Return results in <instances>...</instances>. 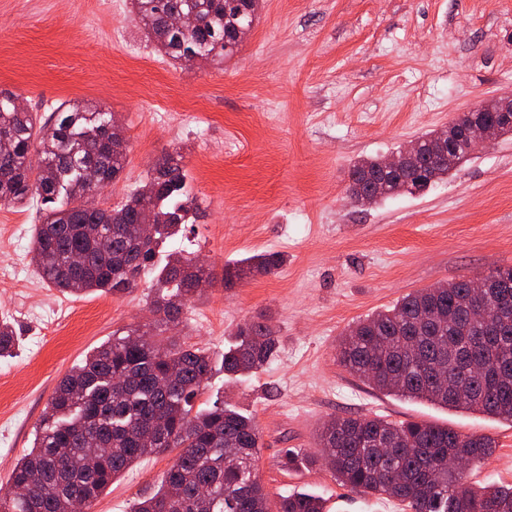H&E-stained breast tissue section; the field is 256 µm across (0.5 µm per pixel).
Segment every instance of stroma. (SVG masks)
<instances>
[{
  "instance_id": "obj_1",
  "label": "stroma",
  "mask_w": 512,
  "mask_h": 512,
  "mask_svg": "<svg viewBox=\"0 0 512 512\" xmlns=\"http://www.w3.org/2000/svg\"><path fill=\"white\" fill-rule=\"evenodd\" d=\"M49 115L75 101L112 112L129 144L115 206L179 147L206 211L172 241L213 281L183 341L221 356L237 326L265 315L279 354L233 379L214 369L204 398L253 416L257 469L271 500L323 497L326 512H404L395 499L340 485L316 464L334 416L445 424L496 447L473 485L512 484V423L381 392L336 359L345 330L406 294L512 266V138L495 141L429 191L362 207L353 163L387 155L458 114L512 94V0H263L253 29L215 64H175L148 40L131 0H0V91ZM39 214L0 206V316L18 349L0 359V494L30 451L58 380L115 330L151 322V278L131 292L62 295L30 262ZM278 252L269 275L224 285L225 264ZM297 458L281 465L286 450ZM173 454L137 462L89 512H130Z\"/></svg>"
}]
</instances>
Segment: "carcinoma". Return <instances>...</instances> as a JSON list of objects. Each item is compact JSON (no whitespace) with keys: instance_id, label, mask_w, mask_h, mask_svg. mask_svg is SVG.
<instances>
[{"instance_id":"cac0c4a2","label":"carcinoma","mask_w":512,"mask_h":512,"mask_svg":"<svg viewBox=\"0 0 512 512\" xmlns=\"http://www.w3.org/2000/svg\"><path fill=\"white\" fill-rule=\"evenodd\" d=\"M135 19L157 51L174 62L197 57L222 60L232 54L259 18L261 0H132ZM173 12L190 14L188 30L170 27ZM16 96L0 91V204L38 205L31 263L63 293H128L137 276L154 266L184 224L204 216L192 192L178 148L165 151L148 182L110 210L92 204L95 194L124 170L128 142L112 132L102 109L64 102L43 118L18 111ZM489 126L497 137L512 136V112H475L452 126L419 138L398 170L385 171L381 158L352 166V190L373 202L424 192L471 159L474 129ZM39 154L31 164V150ZM99 174L94 188L83 172ZM152 212L153 232L142 236L138 216ZM279 253L248 257L224 266V287L248 274L275 273ZM210 273L180 250L167 255L153 281L151 330L130 327L112 333L73 366L56 386L37 427L31 450L14 467L12 492L0 496V512H73L84 508L141 459L177 450L158 489L141 496L131 512H325L324 500L297 492L271 504L256 462L261 434L254 419L217 399L204 407L197 397L213 372L207 349L167 332L186 321L198 285ZM486 303L477 304L470 280L409 293L392 307L350 326L338 360L375 389L446 409H467L512 421V312L488 322L498 301L512 299V267L484 276ZM224 351L227 376H248L279 351L276 327L267 319L237 327ZM13 324L0 320V357L12 355ZM99 453L89 462L90 441ZM324 459L341 485L385 495L410 512H512V485L467 484L466 473L493 452L485 435L463 436L446 426L380 417H338L319 434ZM465 462L448 471V459ZM207 495L195 496L199 488Z\"/></svg>"}]
</instances>
